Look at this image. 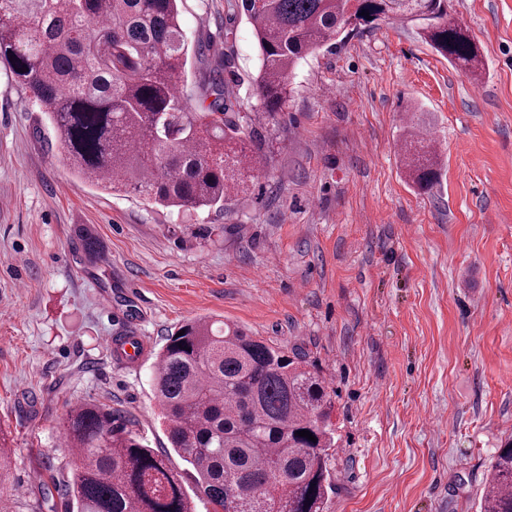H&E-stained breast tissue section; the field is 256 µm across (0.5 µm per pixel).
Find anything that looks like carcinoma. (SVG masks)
I'll list each match as a JSON object with an SVG mask.
<instances>
[{
    "mask_svg": "<svg viewBox=\"0 0 512 512\" xmlns=\"http://www.w3.org/2000/svg\"><path fill=\"white\" fill-rule=\"evenodd\" d=\"M179 2L0 0V62L48 110L80 183L166 208L231 211L259 170L264 130L293 97L299 61L381 21L414 24L450 64L482 75L481 46L448 18V0H241L259 48L260 111L244 109L216 69L199 86L211 102L198 112L182 89L189 44ZM408 125L405 174L429 192L440 162L421 119ZM180 329L157 353L153 388L186 468L174 471L112 406L81 402L62 420L70 512H193L192 495L211 512H324L334 403L317 365L236 325L198 319ZM480 512H512V441L491 460Z\"/></svg>",
    "mask_w": 512,
    "mask_h": 512,
    "instance_id": "cac0c4a2",
    "label": "carcinoma"
}]
</instances>
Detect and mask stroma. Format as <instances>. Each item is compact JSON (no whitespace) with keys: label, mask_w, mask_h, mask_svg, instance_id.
I'll list each match as a JSON object with an SVG mask.
<instances>
[{"label":"stroma","mask_w":512,"mask_h":512,"mask_svg":"<svg viewBox=\"0 0 512 512\" xmlns=\"http://www.w3.org/2000/svg\"><path fill=\"white\" fill-rule=\"evenodd\" d=\"M481 80L377 28L302 60L247 201L159 209L78 183L43 109L0 66V430L6 512H66L32 472L71 477L62 417L96 400L169 442L152 371L174 327L233 322L311 354L335 390L327 512H478L512 436V0H449ZM185 96L223 67L244 107L259 67L240 0H182ZM439 137L432 193L405 177L407 113ZM100 244L89 259L76 233ZM141 336L134 365L107 338Z\"/></svg>","instance_id":"obj_1"}]
</instances>
